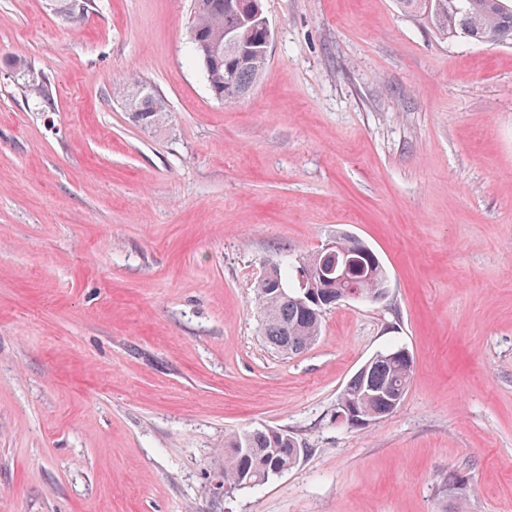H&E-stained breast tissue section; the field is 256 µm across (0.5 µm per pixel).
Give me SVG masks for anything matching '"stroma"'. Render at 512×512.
Returning <instances> with one entry per match:
<instances>
[{
	"label": "stroma",
	"mask_w": 512,
	"mask_h": 512,
	"mask_svg": "<svg viewBox=\"0 0 512 512\" xmlns=\"http://www.w3.org/2000/svg\"><path fill=\"white\" fill-rule=\"evenodd\" d=\"M85 2L0 0V512H512V44L396 0H264L266 70L221 102L191 0ZM339 232L388 293L281 355L256 282ZM396 345L402 404L340 422ZM256 427L305 455L225 492L224 438ZM125 105L135 122L155 127L164 118L166 107L160 96L148 85L136 83L125 97ZM402 347H391L374 356L358 369L347 381L341 395L349 403H355L368 419L376 421L389 415L386 401L395 395L406 394L413 368V357L387 358L393 351ZM406 349L390 356H407ZM403 396V397H404ZM339 401L337 418L354 427L366 426L369 420L353 404Z\"/></svg>",
	"instance_id": "stroma-1"
}]
</instances>
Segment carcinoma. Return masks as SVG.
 Instances as JSON below:
<instances>
[{
	"mask_svg": "<svg viewBox=\"0 0 512 512\" xmlns=\"http://www.w3.org/2000/svg\"><path fill=\"white\" fill-rule=\"evenodd\" d=\"M191 21L187 34L193 52L199 59L210 92L215 98L224 95V85L232 82L248 94L266 68L268 56L263 47L268 32L263 27L244 21L242 13L224 10V0H192ZM404 13L423 21L436 34L449 38L464 32L477 42L512 43V0H397ZM237 35L234 43L224 42V31ZM132 118L145 127H155L164 118L166 107L160 96L148 85L136 83L125 97ZM341 248L353 252L356 269L350 284L365 295H373L387 283L383 268L371 273L362 270L365 259L355 253L360 241L340 239ZM295 271L277 266L259 279L254 290L261 313V331L266 343L280 353L296 355L314 345L321 336L328 306L299 305L289 287ZM391 347L371 358L347 381L342 396L355 403L368 419L376 421L389 415L387 402L407 391L413 361L392 358ZM295 438L287 433L279 438L268 429L256 428L228 437L224 441V484L230 489L242 488L245 472L263 485L284 464L294 462Z\"/></svg>",
	"mask_w": 512,
	"mask_h": 512,
	"instance_id": "1",
	"label": "carcinoma"
}]
</instances>
